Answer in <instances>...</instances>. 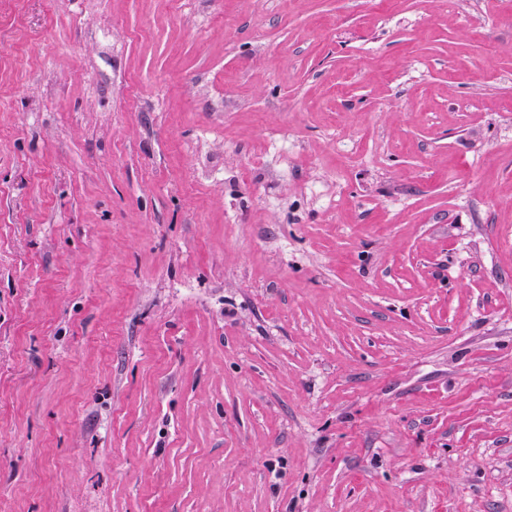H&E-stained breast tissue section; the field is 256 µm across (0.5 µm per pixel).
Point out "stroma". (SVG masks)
I'll list each match as a JSON object with an SVG mask.
<instances>
[{"instance_id": "obj_1", "label": "stroma", "mask_w": 512, "mask_h": 512, "mask_svg": "<svg viewBox=\"0 0 512 512\" xmlns=\"http://www.w3.org/2000/svg\"><path fill=\"white\" fill-rule=\"evenodd\" d=\"M0 512H512V0H0Z\"/></svg>"}]
</instances>
